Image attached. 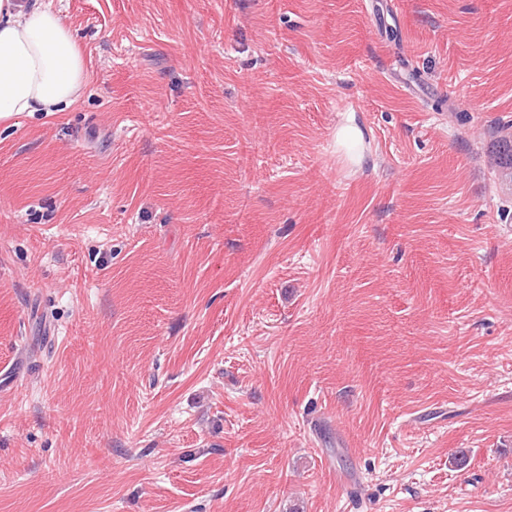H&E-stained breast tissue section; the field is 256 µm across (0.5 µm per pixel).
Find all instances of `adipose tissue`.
I'll list each match as a JSON object with an SVG mask.
<instances>
[{"label":"adipose tissue","mask_w":512,"mask_h":512,"mask_svg":"<svg viewBox=\"0 0 512 512\" xmlns=\"http://www.w3.org/2000/svg\"><path fill=\"white\" fill-rule=\"evenodd\" d=\"M87 82L83 54L54 0H0V119L65 111Z\"/></svg>","instance_id":"ef3b65f1"}]
</instances>
